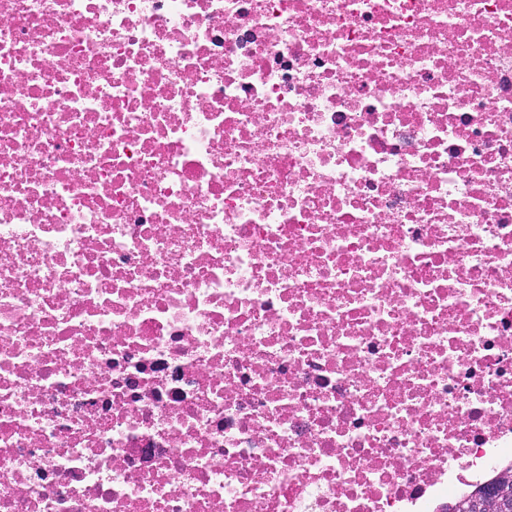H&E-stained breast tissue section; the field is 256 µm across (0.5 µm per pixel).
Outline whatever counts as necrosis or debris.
Segmentation results:
<instances>
[{
    "instance_id": "1",
    "label": "necrosis or debris",
    "mask_w": 512,
    "mask_h": 512,
    "mask_svg": "<svg viewBox=\"0 0 512 512\" xmlns=\"http://www.w3.org/2000/svg\"><path fill=\"white\" fill-rule=\"evenodd\" d=\"M510 466L512 0H0V512Z\"/></svg>"
}]
</instances>
